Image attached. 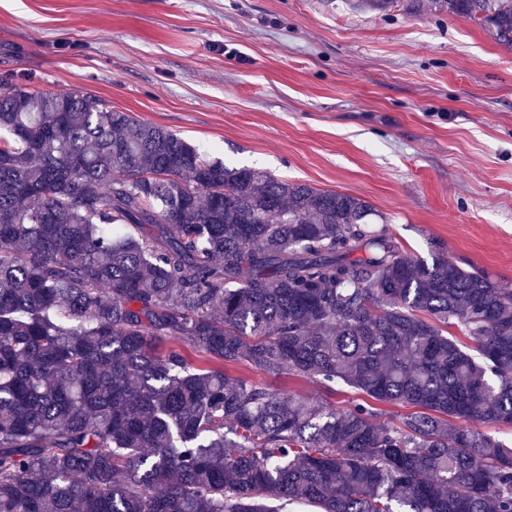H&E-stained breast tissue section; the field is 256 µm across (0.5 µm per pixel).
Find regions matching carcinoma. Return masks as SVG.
<instances>
[{"label":"carcinoma","mask_w":512,"mask_h":512,"mask_svg":"<svg viewBox=\"0 0 512 512\" xmlns=\"http://www.w3.org/2000/svg\"><path fill=\"white\" fill-rule=\"evenodd\" d=\"M344 4L512 47V0ZM242 363L412 411L379 426ZM457 420L512 429L511 288L362 198L0 82V512H512V443Z\"/></svg>","instance_id":"cac0c4a2"}]
</instances>
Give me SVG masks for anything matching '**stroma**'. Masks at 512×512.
I'll list each match as a JSON object with an SVG mask.
<instances>
[{
	"instance_id": "35a3bbf8",
	"label": "stroma",
	"mask_w": 512,
	"mask_h": 512,
	"mask_svg": "<svg viewBox=\"0 0 512 512\" xmlns=\"http://www.w3.org/2000/svg\"><path fill=\"white\" fill-rule=\"evenodd\" d=\"M1 79L83 90L227 166L359 196L412 254L438 242L512 288V49L473 21L342 0H0Z\"/></svg>"
}]
</instances>
